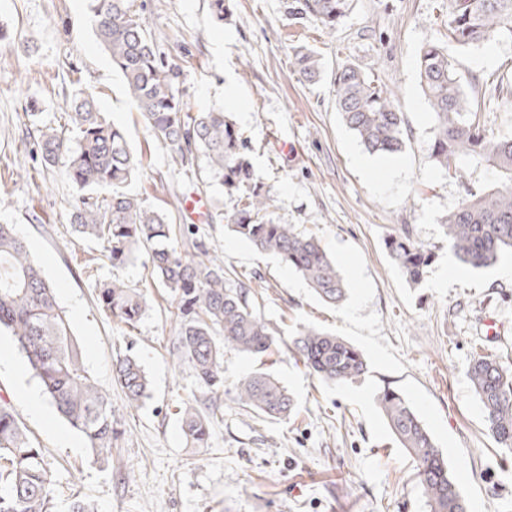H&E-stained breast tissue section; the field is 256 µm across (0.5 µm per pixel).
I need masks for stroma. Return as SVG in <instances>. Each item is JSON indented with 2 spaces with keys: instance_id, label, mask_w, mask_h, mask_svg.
Masks as SVG:
<instances>
[{
  "instance_id": "stroma-1",
  "label": "stroma",
  "mask_w": 512,
  "mask_h": 512,
  "mask_svg": "<svg viewBox=\"0 0 512 512\" xmlns=\"http://www.w3.org/2000/svg\"><path fill=\"white\" fill-rule=\"evenodd\" d=\"M443 0H353L327 33L301 0H228L215 22L209 0H136L159 50L180 67L189 112L223 109L250 147L258 182L273 198L278 223L315 236L349 285L339 306L321 302L280 257L255 251L208 214L232 215L236 198L208 178L205 166L174 167L127 97L98 42L89 0H0V224L15 225L54 287L85 363L112 400L121 436L112 461L96 462L84 438L44 400L30 411L27 389L40 390L26 358L10 345L15 369L0 367L8 402L45 452L52 512L77 499L99 512H428L414 465L392 440L374 404L383 383L407 397L448 458L470 512H512V453L483 422L467 368L476 347L512 364V257L488 270L458 265L442 217L472 192L497 181L480 168L457 180L430 162L432 120L419 84L422 46L447 39ZM320 57L322 77L308 82L293 53ZM465 91L490 98L480 121L490 136H512V93L492 95L477 76L512 74V38L489 50L449 47ZM491 62H484V55ZM350 62L397 93L405 146L395 155L366 152L336 110L332 74ZM122 127L143 166L126 185L145 205L197 238L224 266V283L250 285V300L276 346L263 356L224 350V393L206 447H186L179 407L204 398L195 372L173 354L175 323L167 290L154 287L146 254L120 267L90 262L94 243L71 244L77 191L56 170L35 166L38 147L26 131L58 125L78 94ZM202 213L189 219L184 202ZM434 254L424 281L409 286L387 255L403 231ZM120 279L147 289L152 303L137 330L106 316L96 283ZM500 332L485 336V320ZM307 326L336 333L365 356L369 371L342 385L321 383L291 349ZM138 357L150 395L129 404L113 378L116 360ZM256 371L270 373L296 400L294 415L270 421L239 406L236 388Z\"/></svg>"
}]
</instances>
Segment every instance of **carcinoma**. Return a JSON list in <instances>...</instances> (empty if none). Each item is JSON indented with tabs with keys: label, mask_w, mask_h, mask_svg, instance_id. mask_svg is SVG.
I'll return each instance as SVG.
<instances>
[{
	"label": "carcinoma",
	"mask_w": 512,
	"mask_h": 512,
	"mask_svg": "<svg viewBox=\"0 0 512 512\" xmlns=\"http://www.w3.org/2000/svg\"><path fill=\"white\" fill-rule=\"evenodd\" d=\"M93 27L120 74L127 96L154 138L182 170L193 169L196 155L207 162L209 178L229 195H238L231 230L260 253L281 257L300 274L324 303L337 306L347 284L318 239L276 222L270 191L258 185L248 146L221 110L186 111L175 88L179 66L162 56L134 9V0H91ZM350 0H304L303 10L330 32L346 16ZM448 44H425L419 55V82L431 109L429 159L456 179L472 167L496 171L499 184L463 199L441 221L455 259L469 269H487L512 252V137L490 140L477 120L481 106L458 79L460 61L448 45L479 48L497 36L512 37V0H448ZM295 71L317 78L315 53L298 50ZM333 84L336 110L365 151L398 154L404 147V115L396 96L360 67H337ZM45 168L61 169L78 190L70 243L91 241L112 266L145 250L151 277L172 292L177 358L190 362L200 386L213 397L224 390V347L257 355L276 343L268 324L249 300V287L224 285V267L195 237H176L166 215L123 191L139 160L124 130L110 122L86 95L74 102L59 127L38 125L27 131ZM389 257L406 282L420 284L432 252L405 233L387 242ZM103 310L133 330L150 307L141 288L114 279L99 286ZM6 328L25 354L35 376L59 413L88 442L96 460L109 463L121 435L112 401L85 365L70 322L59 307L30 249L12 224H0V328ZM222 331L224 345L215 340ZM303 364L325 384L355 382L368 372L363 354L342 338L305 327L293 340ZM114 378L134 405L149 396V379L133 355L118 359ZM472 390L482 405L488 433L512 450V367L495 356L475 351L467 369ZM238 403L256 414L285 420L296 410L289 391L264 372L245 378ZM396 442L413 459L416 478L429 512H469L448 467V459L421 419L398 390L385 384L374 397ZM213 404L187 402L180 409L181 430L190 448H204L210 437ZM52 496L47 463L20 426L14 411L0 402V512H50Z\"/></svg>",
	"instance_id": "carcinoma-1"
}]
</instances>
